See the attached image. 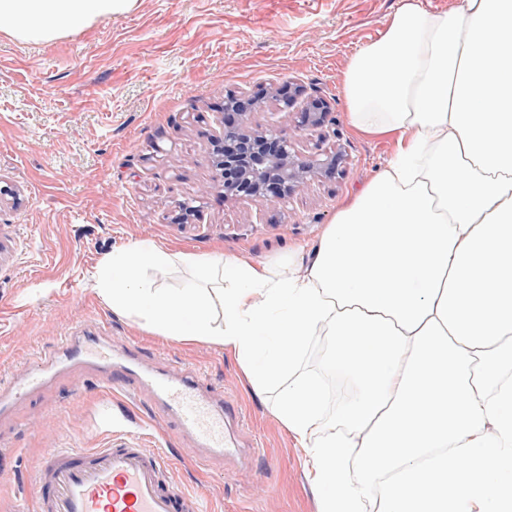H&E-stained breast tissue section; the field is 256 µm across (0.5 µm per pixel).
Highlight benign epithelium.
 Here are the masks:
<instances>
[{"instance_id":"obj_1","label":"benign epithelium","mask_w":512,"mask_h":512,"mask_svg":"<svg viewBox=\"0 0 512 512\" xmlns=\"http://www.w3.org/2000/svg\"><path fill=\"white\" fill-rule=\"evenodd\" d=\"M256 99L237 97L226 102L224 135L213 142L212 163L224 181L226 198H261L279 201L313 178L331 177L339 158L314 153L299 156L286 134L249 126ZM327 103L313 99L299 112V128L323 129L330 124Z\"/></svg>"}]
</instances>
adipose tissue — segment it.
I'll return each instance as SVG.
<instances>
[{
  "mask_svg": "<svg viewBox=\"0 0 512 512\" xmlns=\"http://www.w3.org/2000/svg\"><path fill=\"white\" fill-rule=\"evenodd\" d=\"M135 3L0 0V21L48 43ZM343 91L353 132L393 154L317 246L250 263L139 240L97 293L273 392L318 512H512V0H405ZM178 267L192 287H158ZM317 353L355 386L337 406Z\"/></svg>",
  "mask_w": 512,
  "mask_h": 512,
  "instance_id": "obj_1",
  "label": "adipose tissue"
}]
</instances>
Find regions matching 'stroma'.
Here are the masks:
<instances>
[{
    "label": "stroma",
    "mask_w": 512,
    "mask_h": 512,
    "mask_svg": "<svg viewBox=\"0 0 512 512\" xmlns=\"http://www.w3.org/2000/svg\"><path fill=\"white\" fill-rule=\"evenodd\" d=\"M402 0H136L47 44L16 40L0 23V368H25L55 336L87 325L135 341L145 359L166 350L204 372L211 389L246 415L249 456L197 468V448L163 419L149 391L113 396L92 378L57 377L14 406L0 427V512H17L34 466L53 448H98V424L173 453L172 474L197 492L201 512H317L305 451L252 394L220 347L147 332L98 296L99 275L130 241L196 255L221 248L275 262L315 246L346 195L389 158L385 143L355 135L343 73L378 37ZM289 80L330 108L329 135L298 128L295 108L271 95ZM258 96L252 127L282 131L299 155L341 154V172L289 198L225 199L211 161L227 94Z\"/></svg>",
    "instance_id": "stroma-1"
}]
</instances>
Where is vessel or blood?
Returning a JSON list of instances; mask_svg holds the SVG:
<instances>
[{
    "label": "vessel or blood",
    "mask_w": 512,
    "mask_h": 512,
    "mask_svg": "<svg viewBox=\"0 0 512 512\" xmlns=\"http://www.w3.org/2000/svg\"><path fill=\"white\" fill-rule=\"evenodd\" d=\"M99 372L113 389L150 387L178 433L202 448V460L235 446L233 413L214 395L199 371L175 372L144 364L137 345L113 344L111 337L71 334L36 357L24 372L0 375V417L41 390L74 364ZM167 456L146 451L121 435H107L100 448L57 449L35 469L37 512H198L195 497L180 491L169 474Z\"/></svg>",
    "instance_id": "1"
}]
</instances>
